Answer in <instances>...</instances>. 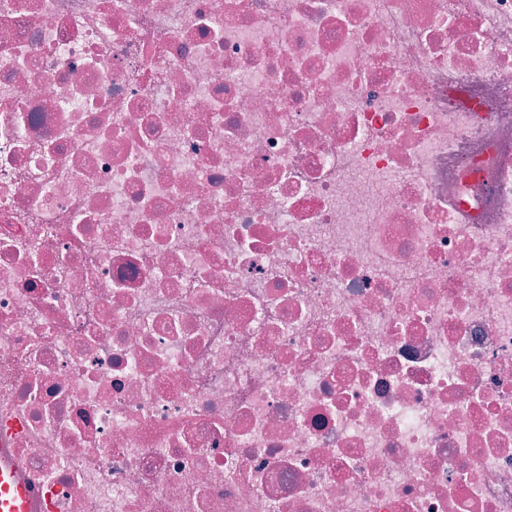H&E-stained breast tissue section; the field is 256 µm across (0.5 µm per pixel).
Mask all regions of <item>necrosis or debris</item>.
I'll list each match as a JSON object with an SVG mask.
<instances>
[{"mask_svg":"<svg viewBox=\"0 0 512 512\" xmlns=\"http://www.w3.org/2000/svg\"><path fill=\"white\" fill-rule=\"evenodd\" d=\"M0 447L31 512H512V0H0Z\"/></svg>","mask_w":512,"mask_h":512,"instance_id":"necrosis-or-debris-1","label":"necrosis or debris"}]
</instances>
